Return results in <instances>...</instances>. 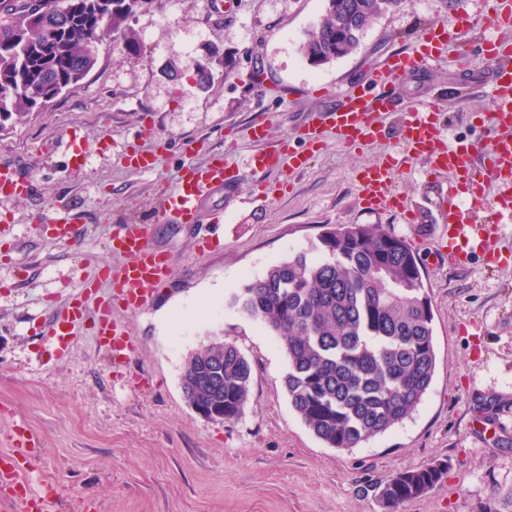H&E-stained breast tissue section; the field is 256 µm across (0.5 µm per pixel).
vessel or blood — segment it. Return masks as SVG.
<instances>
[{"mask_svg":"<svg viewBox=\"0 0 512 512\" xmlns=\"http://www.w3.org/2000/svg\"><path fill=\"white\" fill-rule=\"evenodd\" d=\"M448 47V28L431 26L411 51L392 54L374 68L367 89L345 93L336 105L310 114L296 137L301 149L288 144L265 148L266 125L251 127L250 137L260 143L252 157V168L262 174L305 169L314 151L326 136L349 148H362L381 139L380 123L384 113L395 111L397 104L390 90L412 71L440 58ZM490 64L488 81L492 87L490 118L498 134L487 145L450 140L446 126L433 103H425L406 112L401 124L403 160L382 158L360 173L358 192L366 208L375 212L409 213L404 198L393 188L399 162H424L436 173L446 175L448 190L436 208L435 223L448 227L449 262L463 265L472 256L482 255L489 262L499 256L490 248V238L500 225L512 222V40L501 38L486 45ZM121 156L128 169H154L156 154L142 147H126ZM238 180L237 171L226 162L223 153L211 154L201 164L189 163L178 172L176 182L163 195L159 222L165 224L198 223L202 205L213 194ZM494 187L493 199H486L487 187ZM31 180L17 165L0 163V202L21 200L31 191ZM49 240L73 244L79 239V215L72 211L39 212L32 217ZM151 227L129 221L116 225L108 240L111 262L98 265L82 276L80 288L67 305L58 309L45 334L65 352L85 322H92L98 345L114 366L129 363L134 343L126 323L113 317L112 301L103 289L115 291L123 303L134 309L146 307L158 288L170 281L174 268L150 244ZM37 459V438L26 426H15L12 446L0 453V503L14 512H54L58 492L54 485L35 491L26 475Z\"/></svg>","mask_w":512,"mask_h":512,"instance_id":"1","label":"vessel or blood"}]
</instances>
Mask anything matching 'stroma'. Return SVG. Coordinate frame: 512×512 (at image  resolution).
<instances>
[{"label":"stroma","instance_id":"1","mask_svg":"<svg viewBox=\"0 0 512 512\" xmlns=\"http://www.w3.org/2000/svg\"><path fill=\"white\" fill-rule=\"evenodd\" d=\"M325 0H229L222 19L208 0H150L130 26L143 54L99 45L94 67L73 91L0 128V161L32 178L26 199L9 203L17 221L0 246V450L15 425L29 426L41 453L35 479L60 488L57 512H384L379 486L436 460L447 475L399 512H512V262L474 256L460 268L441 260L443 225L429 203L448 188L421 163L399 166L394 189L419 217L363 208L358 170L399 156L403 109L435 101L450 139L489 143V64L493 30L480 0H406L377 18L356 50L313 66L301 55L305 32ZM435 23L464 33L466 49L447 52L394 94L383 140L350 149L326 137L307 169L254 174L258 123L269 145H296L310 112L367 86L389 54L410 50ZM201 41H191L197 29ZM219 51L214 80L196 86L193 66ZM232 72H225V64ZM78 134L91 149L75 165L66 147ZM153 143V171L125 168L128 145ZM223 152L239 173L233 194L214 195L196 224H154L153 243L175 275L147 307L115 306L136 349L115 371L84 327L65 355L42 333L90 267L111 261L116 224L150 221L160 192L179 169ZM58 205L80 212L81 243L43 237L30 217ZM223 223H214L216 212ZM378 224L403 236L421 263L434 314L437 366L412 418L352 451L326 447L293 412L282 387L287 363L276 337L231 303L250 279L318 244L326 227ZM208 251H200L202 239ZM235 344L253 368L252 397L232 422H211L187 405L180 384L188 354L211 340Z\"/></svg>","mask_w":512,"mask_h":512}]
</instances>
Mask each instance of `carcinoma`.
Masks as SVG:
<instances>
[{
	"instance_id": "carcinoma-1",
	"label": "carcinoma",
	"mask_w": 512,
	"mask_h": 512,
	"mask_svg": "<svg viewBox=\"0 0 512 512\" xmlns=\"http://www.w3.org/2000/svg\"><path fill=\"white\" fill-rule=\"evenodd\" d=\"M405 0H326L300 43L314 66L353 52L373 21ZM145 0H27L0 22V119L40 109L76 88L106 38L123 57L142 44L129 19ZM315 254L298 252L247 282L231 304L278 338L294 413L326 447L351 451L412 417L432 384L437 354L431 299L408 241L378 224H336ZM185 399L237 419L251 397L252 366L232 343L191 352ZM448 462L397 473L379 490L387 512L439 483Z\"/></svg>"
}]
</instances>
